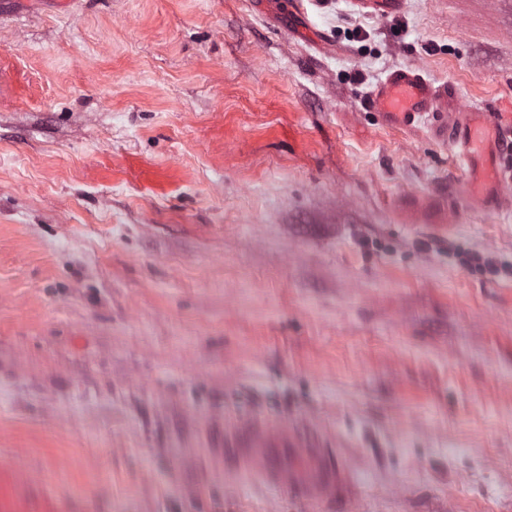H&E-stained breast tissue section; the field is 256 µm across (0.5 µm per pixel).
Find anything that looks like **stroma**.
Here are the masks:
<instances>
[{"mask_svg":"<svg viewBox=\"0 0 512 512\" xmlns=\"http://www.w3.org/2000/svg\"><path fill=\"white\" fill-rule=\"evenodd\" d=\"M420 69L512 126V0H0V455L88 512H512V209ZM347 467L308 502L213 424ZM355 5L365 14L387 17L400 13L406 5L405 0H357ZM367 106L390 127L413 126L424 112H438L444 120L437 136L463 150L466 160L461 192L468 208L484 212L511 209L504 191L505 176L497 144L505 135L488 112L457 104V91L448 83L436 85L418 70L400 67L380 80L367 98ZM215 446L232 448L241 468L299 498L334 503L351 483L345 467L327 462L322 440L292 422L251 418L221 430Z\"/></svg>","mask_w":512,"mask_h":512,"instance_id":"stroma-1","label":"stroma"}]
</instances>
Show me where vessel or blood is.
<instances>
[{"mask_svg": "<svg viewBox=\"0 0 512 512\" xmlns=\"http://www.w3.org/2000/svg\"><path fill=\"white\" fill-rule=\"evenodd\" d=\"M356 5L365 14L387 17L400 13L406 0H356ZM367 106L390 127H410L423 113H441L438 137L459 146L466 160L461 179L466 206L484 212L512 207L497 148L504 132L490 113L458 106L452 85L435 84L416 69L400 67L374 86ZM216 445L232 449L240 467L262 477L272 489H285L303 499L334 503L345 497L350 486L348 470L327 462L322 440L291 422L252 418L225 427ZM0 512H85V505L26 465L1 457Z\"/></svg>", "mask_w": 512, "mask_h": 512, "instance_id": "vessel-or-blood-1", "label": "vessel or blood"}]
</instances>
